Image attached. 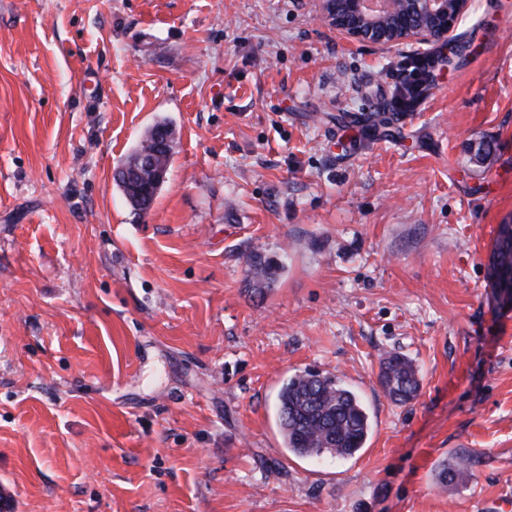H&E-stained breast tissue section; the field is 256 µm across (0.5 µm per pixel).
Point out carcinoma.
<instances>
[{"label": "carcinoma", "mask_w": 512, "mask_h": 512, "mask_svg": "<svg viewBox=\"0 0 512 512\" xmlns=\"http://www.w3.org/2000/svg\"><path fill=\"white\" fill-rule=\"evenodd\" d=\"M144 178L129 168L116 181L124 196L132 197ZM248 267L253 285L266 288L275 281L282 263L255 253L249 255ZM490 269L493 278L502 270H512V232L506 224L499 231ZM378 381L398 404L412 401L420 389L416 366L398 353L382 359ZM277 409L286 446L300 457H349L364 447L369 435V415L361 399L333 375L306 372L288 378L279 390Z\"/></svg>", "instance_id": "obj_1"}]
</instances>
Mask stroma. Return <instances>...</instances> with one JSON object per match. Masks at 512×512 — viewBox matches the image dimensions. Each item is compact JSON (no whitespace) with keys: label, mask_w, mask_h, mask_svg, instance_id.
<instances>
[{"label":"stroma","mask_w":512,"mask_h":512,"mask_svg":"<svg viewBox=\"0 0 512 512\" xmlns=\"http://www.w3.org/2000/svg\"><path fill=\"white\" fill-rule=\"evenodd\" d=\"M415 51L321 0H0V512H512V0H471L393 111ZM161 120L137 215L114 173ZM304 371L362 398L355 456L285 448ZM509 224H504L499 231L495 248L490 257L491 277L495 278L501 270H512V229L508 230ZM282 265V262L276 259L264 258L258 253L249 255V273L255 288L269 287L275 281ZM378 381L389 399L398 404L412 401L420 389L416 366L411 359L398 353H390L382 359Z\"/></svg>","instance_id":"obj_1"}]
</instances>
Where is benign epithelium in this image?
<instances>
[{"label":"benign epithelium","instance_id":"1","mask_svg":"<svg viewBox=\"0 0 512 512\" xmlns=\"http://www.w3.org/2000/svg\"><path fill=\"white\" fill-rule=\"evenodd\" d=\"M341 5L323 0L325 22L352 40L392 49L452 38L469 0H341ZM495 288L500 302L512 307V271Z\"/></svg>","mask_w":512,"mask_h":512}]
</instances>
